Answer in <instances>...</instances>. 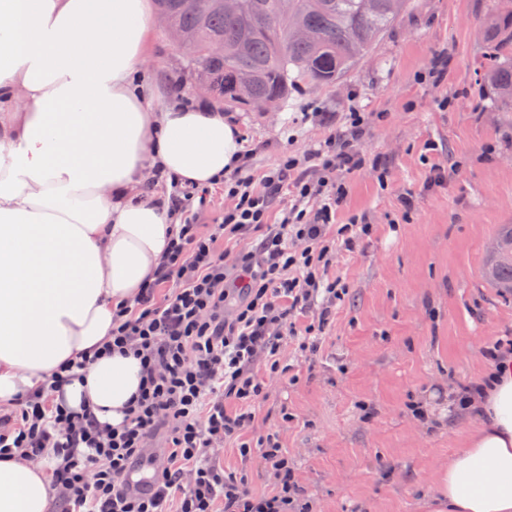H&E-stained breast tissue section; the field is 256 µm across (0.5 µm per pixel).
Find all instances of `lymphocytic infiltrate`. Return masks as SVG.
Returning a JSON list of instances; mask_svg holds the SVG:
<instances>
[{
    "label": "lymphocytic infiltrate",
    "instance_id": "obj_1",
    "mask_svg": "<svg viewBox=\"0 0 512 512\" xmlns=\"http://www.w3.org/2000/svg\"><path fill=\"white\" fill-rule=\"evenodd\" d=\"M363 113H350L344 133L310 155L311 169L283 155L254 188L243 154L223 180L231 207L209 234L182 224L154 281L112 319L103 356L138 359L143 382L121 426L51 401L26 397L0 419V455L47 466L60 512H312L275 435L248 441L264 384L289 372L288 339L313 349L331 309L347 290L327 278L336 246L353 247L365 224H337L347 188L341 172L366 168ZM291 206L270 222L284 193ZM249 241L233 263L218 244ZM311 313L305 326L296 318ZM238 440L241 457H259L273 491L253 495L245 477L216 465L213 451ZM153 464L144 492L124 484L134 464Z\"/></svg>",
    "mask_w": 512,
    "mask_h": 512
}]
</instances>
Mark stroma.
Returning <instances> with one entry per match:
<instances>
[{"label": "stroma", "instance_id": "stroma-1", "mask_svg": "<svg viewBox=\"0 0 512 512\" xmlns=\"http://www.w3.org/2000/svg\"><path fill=\"white\" fill-rule=\"evenodd\" d=\"M497 5L412 0L335 84L299 86L266 110L224 109L252 153L253 180L284 153L306 160L353 111L369 119L363 151L388 168L383 187L372 172L342 173L348 195L337 223L362 216L372 232L353 250H337L328 277L348 293L316 351L286 346L291 376L267 383L249 434H276L313 512H431L449 455L477 426L447 412L448 392L479 381L487 346L512 339V297L481 277L489 240L512 224V112L493 107L479 80ZM440 53L447 71L428 77ZM149 57L148 87L164 94L179 81L193 97L166 33L156 32ZM436 163L445 181L432 187ZM417 401L443 409L436 427L411 414ZM218 458L246 475L254 494L270 491L260 460H243L236 441Z\"/></svg>", "mask_w": 512, "mask_h": 512}]
</instances>
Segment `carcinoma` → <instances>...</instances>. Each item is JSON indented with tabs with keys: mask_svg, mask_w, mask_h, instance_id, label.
<instances>
[{
	"mask_svg": "<svg viewBox=\"0 0 512 512\" xmlns=\"http://www.w3.org/2000/svg\"><path fill=\"white\" fill-rule=\"evenodd\" d=\"M172 26L195 39V57L186 62L197 82L211 87L230 105L234 83L246 76L253 96L275 105L302 82L318 88L341 78L368 53L407 7V0H239L238 10L224 13L221 0L207 10L198 0H156ZM310 38L296 36L298 26ZM488 51L481 80L494 104L512 112V10L496 9L487 21ZM224 44V54L211 47ZM483 278L504 295H512V254L495 255Z\"/></svg>",
	"mask_w": 512,
	"mask_h": 512,
	"instance_id": "obj_1",
	"label": "carcinoma"
}]
</instances>
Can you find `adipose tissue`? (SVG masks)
Returning a JSON list of instances; mask_svg holds the SVG:
<instances>
[{"label": "adipose tissue", "instance_id": "adipose-tissue-1", "mask_svg": "<svg viewBox=\"0 0 512 512\" xmlns=\"http://www.w3.org/2000/svg\"><path fill=\"white\" fill-rule=\"evenodd\" d=\"M153 0H0V406L109 341L112 315L156 278L177 227L154 170L209 188L239 128L136 86ZM139 360L113 355L54 391L119 426ZM448 405L478 427L448 459L439 512H512V372ZM45 469L0 457V512H48Z\"/></svg>", "mask_w": 512, "mask_h": 512}]
</instances>
